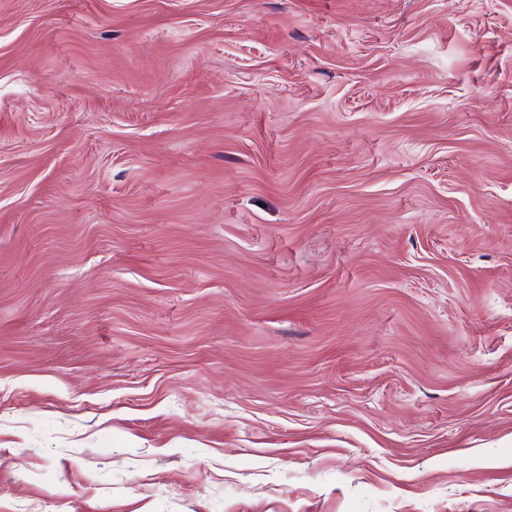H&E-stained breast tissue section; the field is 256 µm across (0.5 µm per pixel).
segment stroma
<instances>
[{"label":"stroma","mask_w":512,"mask_h":512,"mask_svg":"<svg viewBox=\"0 0 512 512\" xmlns=\"http://www.w3.org/2000/svg\"><path fill=\"white\" fill-rule=\"evenodd\" d=\"M0 512H512V0H0Z\"/></svg>","instance_id":"35a3bbf8"}]
</instances>
